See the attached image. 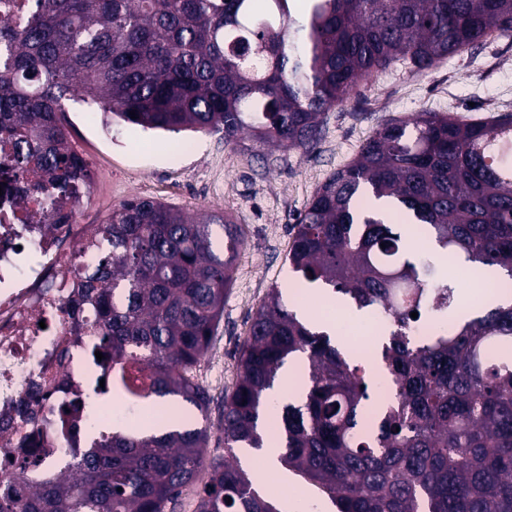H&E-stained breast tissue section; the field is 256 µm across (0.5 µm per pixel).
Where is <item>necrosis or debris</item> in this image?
Returning a JSON list of instances; mask_svg holds the SVG:
<instances>
[{
    "instance_id": "necrosis-or-debris-1",
    "label": "necrosis or debris",
    "mask_w": 512,
    "mask_h": 512,
    "mask_svg": "<svg viewBox=\"0 0 512 512\" xmlns=\"http://www.w3.org/2000/svg\"><path fill=\"white\" fill-rule=\"evenodd\" d=\"M10 166L0 154V495L24 499L72 457L59 405L98 392L114 368L91 343L70 341L74 321L93 316L72 305V257L96 263L80 252L84 225L73 216L49 225Z\"/></svg>"
}]
</instances>
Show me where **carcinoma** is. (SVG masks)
Wrapping results in <instances>:
<instances>
[{"label": "carcinoma", "instance_id": "1", "mask_svg": "<svg viewBox=\"0 0 512 512\" xmlns=\"http://www.w3.org/2000/svg\"><path fill=\"white\" fill-rule=\"evenodd\" d=\"M36 0L3 33L0 141L50 206L78 205L92 174L57 113L79 97L125 123L171 132L244 130L263 143L312 147L322 114L374 75L425 74L478 44L512 38V0ZM135 115H129L130 111ZM512 113L466 122L425 109L388 121L333 173L291 227L288 263L356 309L393 321L384 373L366 376L345 348L298 319L273 287L251 317L239 373L224 396V456L205 428L115 431L74 448V472L0 512H280L234 449L264 445L259 429L281 367L309 362L302 404H286L281 462L337 512H512V304L462 326L451 312V260L500 266L512 294ZM401 208L403 229L354 215L362 187ZM224 231L217 252L212 226ZM413 233L437 250H410ZM386 248H381V245ZM237 224L133 198L91 231L94 270L75 263L76 301L116 364H142V399L176 396L207 413L198 372L224 314ZM416 312L419 317H411ZM392 384L390 391L380 387ZM231 502H226V498Z\"/></svg>", "mask_w": 512, "mask_h": 512}]
</instances>
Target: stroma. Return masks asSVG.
Listing matches in <instances>:
<instances>
[{"instance_id": "35a3bbf8", "label": "stroma", "mask_w": 512, "mask_h": 512, "mask_svg": "<svg viewBox=\"0 0 512 512\" xmlns=\"http://www.w3.org/2000/svg\"><path fill=\"white\" fill-rule=\"evenodd\" d=\"M423 109L485 122L512 113V39L468 50L425 74L395 71L361 82L345 107L321 115L319 140L307 152L268 147L248 131L228 143L220 132L108 124L83 101L67 102L61 121L92 172L91 193L79 207L85 223H100L121 203L139 197L191 215L215 209L243 229L224 316L199 374L212 396L209 410L202 414L188 403L180 405L194 426L208 427V455L224 453V392L234 382V354L251 316L270 288L284 290L298 280L286 260L291 226L381 123ZM266 490L280 512H335L313 486L286 470Z\"/></svg>"}]
</instances>
